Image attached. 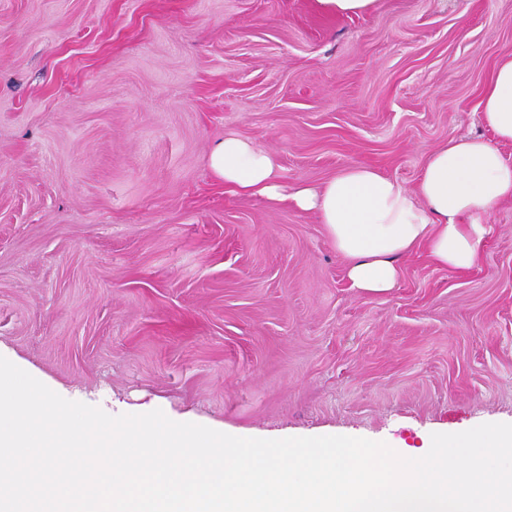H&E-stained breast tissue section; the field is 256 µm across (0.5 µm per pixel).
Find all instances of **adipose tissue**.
I'll list each match as a JSON object with an SVG mask.
<instances>
[{"instance_id":"adipose-tissue-1","label":"adipose tissue","mask_w":512,"mask_h":512,"mask_svg":"<svg viewBox=\"0 0 512 512\" xmlns=\"http://www.w3.org/2000/svg\"><path fill=\"white\" fill-rule=\"evenodd\" d=\"M494 138L457 137L432 150L414 189L380 171L351 165L317 187L299 186L291 200L315 211L352 287L369 294L396 288L398 260L426 248L433 263L467 271L480 261L488 217L512 202V162L499 143L512 142V50L501 55L480 101ZM209 165L225 188L282 199L276 163L250 142L225 137Z\"/></svg>"}]
</instances>
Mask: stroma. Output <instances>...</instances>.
Wrapping results in <instances>:
<instances>
[{"label": "stroma", "instance_id": "obj_1", "mask_svg": "<svg viewBox=\"0 0 512 512\" xmlns=\"http://www.w3.org/2000/svg\"><path fill=\"white\" fill-rule=\"evenodd\" d=\"M512 0H0V356L111 415L422 452L512 423V206L459 273L352 288L317 214L234 194L233 135L285 191L352 164L414 187L486 135ZM324 8L336 16L357 15L374 8L376 0H319Z\"/></svg>", "mask_w": 512, "mask_h": 512}]
</instances>
